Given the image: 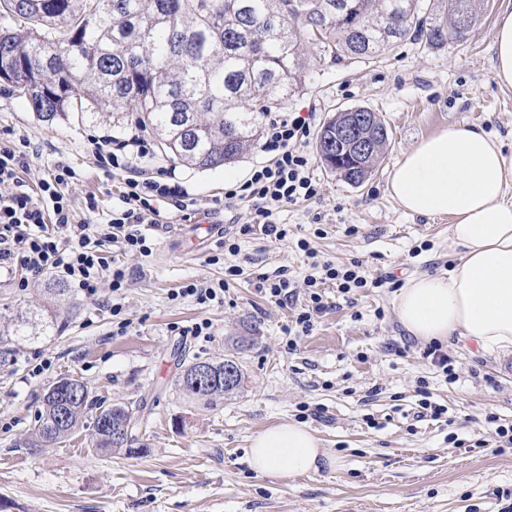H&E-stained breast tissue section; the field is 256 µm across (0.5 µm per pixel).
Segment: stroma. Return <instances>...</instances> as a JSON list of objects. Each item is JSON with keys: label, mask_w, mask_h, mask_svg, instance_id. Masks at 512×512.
Returning <instances> with one entry per match:
<instances>
[{"label": "stroma", "mask_w": 512, "mask_h": 512, "mask_svg": "<svg viewBox=\"0 0 512 512\" xmlns=\"http://www.w3.org/2000/svg\"><path fill=\"white\" fill-rule=\"evenodd\" d=\"M511 3L488 0L461 44L432 49L407 41L369 59L326 55L310 63L288 111L313 113L317 131L336 110L363 106L387 126L389 144L358 187L315 163L320 195L280 212L288 226L285 240L241 235L234 257L225 255L223 235L189 247L194 225L220 224L229 232L249 220L247 202L226 207L222 198L227 177L244 182L265 161L260 145L216 169L185 166L159 148L139 162L149 174L175 171L201 209L176 233L169 206L161 205L158 223L149 227L156 240L149 256L111 249L129 278L126 332L112 326L108 283L93 296L70 287L53 297L48 290L57 275L28 276L22 292L14 279L26 276L24 269L0 270V312L50 303L59 315L55 330L19 341L13 361L0 366V512H502L512 504V447L498 448L486 420L493 413L512 424V349L485 351L448 340L444 348L458 375L448 382L424 358V342L399 323L395 290L369 288L346 298L329 286L326 312L291 351L284 328L294 309L260 293L256 280L276 271L302 283L309 272L296 247L302 237L312 239L322 259L357 258L370 274L391 272L404 282L459 263L460 249L448 246L447 218L403 211L389 196L387 180L409 149L451 126H480L512 150V88L493 78L490 37ZM132 128L98 106L46 120L26 96L0 84V134L39 148L21 179L34 190L57 166L73 167L76 176L61 191L80 217L87 199L96 198L101 235L110 231L107 215L119 203L124 174L101 169L88 140L120 141ZM212 255L224 256V263H209ZM233 263L244 273L231 280L223 304L172 299L186 282H218ZM202 320L211 322V335L171 330ZM233 336L254 339L239 356L242 388L214 405L188 399L177 386L183 361L221 360ZM45 358L50 370L30 376ZM63 376L83 381L96 399L143 403L147 454L97 450L90 414L55 447H28L43 393ZM422 382L432 401L447 407V419L418 416ZM299 421L339 459L338 468L324 466L285 484L249 468L253 436Z\"/></svg>", "instance_id": "stroma-1"}]
</instances>
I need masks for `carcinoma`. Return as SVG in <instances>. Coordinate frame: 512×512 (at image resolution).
Instances as JSON below:
<instances>
[{
	"instance_id": "1",
	"label": "carcinoma",
	"mask_w": 512,
	"mask_h": 512,
	"mask_svg": "<svg viewBox=\"0 0 512 512\" xmlns=\"http://www.w3.org/2000/svg\"><path fill=\"white\" fill-rule=\"evenodd\" d=\"M484 0H0V14L24 27L0 32V80L24 90L34 112L51 118L77 97L91 105L135 116L157 133L178 160L199 169L231 163L259 136L268 112L283 107L299 89L311 60L329 55L367 59L405 41L433 48L463 42L479 20ZM375 120L370 152L336 156L328 142L342 115L318 136L327 169L348 184L362 183L384 154L388 130ZM57 314H0V366L11 344L45 336ZM251 336H235V353L216 363L232 383L194 385L185 365L178 379L188 397L212 404L240 389L244 374L236 354ZM96 406L93 440L104 452L143 454L137 444L142 406L106 404L79 379L64 377L44 392L27 444L52 448L79 428Z\"/></svg>"
}]
</instances>
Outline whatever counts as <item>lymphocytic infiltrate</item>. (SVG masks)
I'll return each mask as SVG.
<instances>
[{"label": "lymphocytic infiltrate", "instance_id": "f902f5d3", "mask_svg": "<svg viewBox=\"0 0 512 512\" xmlns=\"http://www.w3.org/2000/svg\"><path fill=\"white\" fill-rule=\"evenodd\" d=\"M310 132L309 118L297 112H278L266 121L261 145L266 161L256 166L244 183L224 191L225 199H246L253 203L252 221L240 226V234L258 228L265 236L284 240L288 229L277 220L280 209L318 196L312 158L305 149ZM90 144L102 168L126 174L119 203L108 221L113 242L119 243L122 250L150 255L153 241L144 226L158 215L159 203L185 214L195 209L196 199L189 196L174 173L162 171L145 177L134 172L135 160L153 153L152 144L145 136L133 134L126 141L127 153L121 155L113 152L107 140L94 138ZM27 163V151L0 141V266L9 268L17 264L34 275L56 272L69 285L91 296L97 293L101 281H109L112 318L119 331H126L130 321L125 318L121 303L127 286L126 271L111 259L103 248L102 238L91 230V217L99 212L96 199H88L86 203L87 219L76 220L69 199L61 191L63 185L75 178V171L59 166L32 192L19 177ZM296 245L312 268L302 286H295L280 275L258 277L259 290L277 304H288L299 293L305 296L304 305L285 328L288 348H296L298 337L310 335L327 310L322 295L325 285L336 286L338 293L346 297L364 288L398 285L394 274H367L360 259L337 264L319 259L309 239H298Z\"/></svg>", "mask_w": 512, "mask_h": 512}]
</instances>
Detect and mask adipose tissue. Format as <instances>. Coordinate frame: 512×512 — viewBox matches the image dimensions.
Wrapping results in <instances>:
<instances>
[{"instance_id": "1", "label": "adipose tissue", "mask_w": 512, "mask_h": 512, "mask_svg": "<svg viewBox=\"0 0 512 512\" xmlns=\"http://www.w3.org/2000/svg\"><path fill=\"white\" fill-rule=\"evenodd\" d=\"M491 41L494 78L512 87V10L499 17ZM387 191L407 212L448 218V243L463 249L453 270L414 277L400 288L394 308L401 325L426 342L455 336L512 348V154L481 127L454 126L406 152ZM247 462L279 482L337 465L295 423L257 434Z\"/></svg>"}]
</instances>
